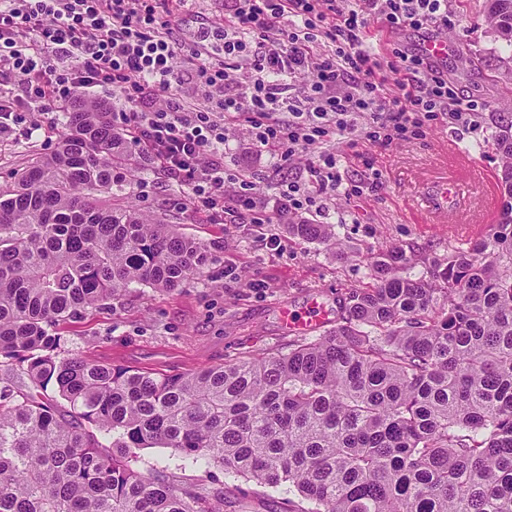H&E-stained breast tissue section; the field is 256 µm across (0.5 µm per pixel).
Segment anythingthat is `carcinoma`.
Returning <instances> with one entry per match:
<instances>
[{
    "instance_id": "1",
    "label": "carcinoma",
    "mask_w": 512,
    "mask_h": 512,
    "mask_svg": "<svg viewBox=\"0 0 512 512\" xmlns=\"http://www.w3.org/2000/svg\"><path fill=\"white\" fill-rule=\"evenodd\" d=\"M485 22L512 46V0H488ZM61 125L0 190V357L73 415L0 386V512H222L224 492L137 468L130 449L154 447L288 484L280 512H512V127L496 138L499 223L432 279L392 247L328 334L162 375L62 357L51 331L133 285L180 288L213 255L113 202L117 172L145 164L109 102L79 97ZM288 232L336 247L328 224Z\"/></svg>"
}]
</instances>
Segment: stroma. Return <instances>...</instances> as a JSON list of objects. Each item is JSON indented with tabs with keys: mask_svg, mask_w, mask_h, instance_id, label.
<instances>
[{
	"mask_svg": "<svg viewBox=\"0 0 512 512\" xmlns=\"http://www.w3.org/2000/svg\"><path fill=\"white\" fill-rule=\"evenodd\" d=\"M485 0H448V43L442 63L460 91L478 100L479 127L469 132L436 120L423 132L396 145L338 139L329 147L339 155L344 181L364 180L360 200L337 196L326 218L343 254L289 235L280 224H238L231 217L206 220L193 213L186 191L162 171L149 167L125 183V204L151 215H165L179 232L206 243L212 261L202 275L165 293L136 285L111 305L57 326L63 355L167 375L218 365L240 354L287 350L292 336L283 311L301 314L319 302L327 325H335L340 304L368 281L369 264L379 252L399 246L415 256L408 273L430 277L449 250L468 248L473 236L456 233L438 219L416 223L411 208L430 181L458 182L461 161L471 158L496 178L500 155L496 137L512 118V46L488 32ZM40 112H20L18 129L0 134V189L32 158L51 154L62 132L60 121L44 123L32 137L22 128ZM273 157L256 155L245 126L229 133L224 166L265 175L263 195H274L279 178L304 175L303 167L272 172ZM277 246H270V239ZM140 468H160L178 482L209 487L242 486L222 468L189 467L169 448L138 449Z\"/></svg>",
	"mask_w": 512,
	"mask_h": 512,
	"instance_id": "stroma-1",
	"label": "stroma"
}]
</instances>
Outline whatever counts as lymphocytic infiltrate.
Here are the masks:
<instances>
[{"mask_svg":"<svg viewBox=\"0 0 512 512\" xmlns=\"http://www.w3.org/2000/svg\"><path fill=\"white\" fill-rule=\"evenodd\" d=\"M188 2L0 0V83H17L46 115L85 90H111L121 103L112 119L145 163L184 186L197 212L241 224H285L328 210L337 194L363 195V182L343 183L335 154L308 157L312 145L339 136L388 146L442 116L478 125V101L424 52L396 48L387 60L366 48L374 22L447 26L448 0H224L223 23L198 26L187 49L175 18ZM197 92L215 106H197ZM239 124L281 164L307 156L308 181H283L265 198L253 174L225 168Z\"/></svg>","mask_w":512,"mask_h":512,"instance_id":"f902f5d3","label":"lymphocytic infiltrate"}]
</instances>
